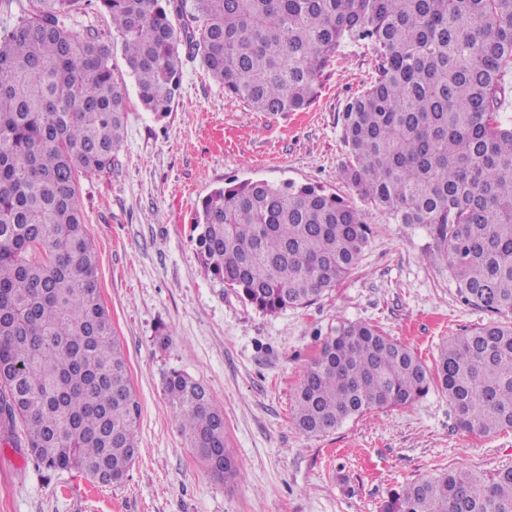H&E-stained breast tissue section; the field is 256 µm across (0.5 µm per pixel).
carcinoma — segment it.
<instances>
[{"label":"carcinoma","mask_w":512,"mask_h":512,"mask_svg":"<svg viewBox=\"0 0 512 512\" xmlns=\"http://www.w3.org/2000/svg\"><path fill=\"white\" fill-rule=\"evenodd\" d=\"M121 37L138 97L172 111L183 56L253 112H298L349 45L376 56L347 103L345 185L397 224H422L457 296L497 320L442 344L434 369L361 323L326 337L303 371L307 434L410 405L434 386L459 426L512 430V0H21L0 39V426L23 428L47 470L121 483L139 404L98 288L80 177L112 169L127 126L110 46L71 22L90 5ZM181 21L173 24L172 18ZM204 269L265 315L308 306L357 265L364 209L321 185L232 179L193 224ZM188 447L236 473L224 414L179 372L165 381ZM381 512H512V468L440 472L393 490Z\"/></svg>","instance_id":"obj_1"}]
</instances>
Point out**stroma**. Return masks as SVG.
I'll return each mask as SVG.
<instances>
[{"label":"stroma","mask_w":512,"mask_h":512,"mask_svg":"<svg viewBox=\"0 0 512 512\" xmlns=\"http://www.w3.org/2000/svg\"><path fill=\"white\" fill-rule=\"evenodd\" d=\"M89 29L112 44L128 122L111 170L82 178L78 199L141 408L138 453L122 483L104 486L75 471L49 472L26 448L0 447V512H380L392 490L436 472L512 466V430L461 429L434 389L324 434L295 422L303 371L341 324L376 326L431 367L448 337L489 322L457 299L422 225L371 209L369 243L353 272L314 304L273 316L243 302L197 256L195 211L227 180L291 179L345 192L342 112L371 81L372 52L346 47L312 105L282 113L226 97L188 59L172 112L157 120L141 108L110 17L87 9L74 30ZM174 370L201 382L223 411L231 480L214 477L181 435L165 392Z\"/></svg>","instance_id":"obj_1"}]
</instances>
